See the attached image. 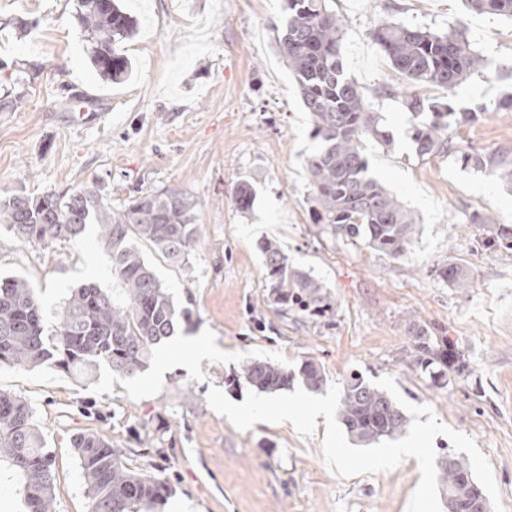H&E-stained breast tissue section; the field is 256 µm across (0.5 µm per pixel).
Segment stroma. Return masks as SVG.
I'll return each mask as SVG.
<instances>
[{
  "mask_svg": "<svg viewBox=\"0 0 512 512\" xmlns=\"http://www.w3.org/2000/svg\"><path fill=\"white\" fill-rule=\"evenodd\" d=\"M77 0H0V194L97 186L113 211L140 190H175L198 203L199 244L173 264L140 249L175 302L192 313L133 378L101 367L91 380L48 367L0 366V390L32 407L53 458L54 512H89L73 438L106 436L134 470L168 480L158 512H407L420 480L408 458L392 469L340 477L322 455L325 424L310 436L259 422L240 431L207 402L211 387L243 402L249 360L298 371L318 364L326 384L349 374L392 378L411 404L470 437L489 459L504 512H512V251L487 253L477 224L512 226V191L463 167L458 152L512 160V20L468 11L463 0H334L347 75L363 87L394 137L364 142L371 174L415 217L409 253L392 257L314 223L303 167L313 124L277 47L282 0H122L137 21L120 82L91 68L73 15ZM384 19L437 33L465 27L485 69L454 94L488 110L457 129L453 148L419 157L406 80L372 38ZM249 182V210L236 203ZM276 239L294 267L322 282L320 316L282 311L265 288L260 246ZM465 265L470 287L438 276ZM39 291L55 321L73 288L95 284L124 298L97 225L76 241L19 242L0 220V277ZM447 337L469 363L439 380L411 357L413 328Z\"/></svg>",
  "mask_w": 512,
  "mask_h": 512,
  "instance_id": "35a3bbf8",
  "label": "stroma"
}]
</instances>
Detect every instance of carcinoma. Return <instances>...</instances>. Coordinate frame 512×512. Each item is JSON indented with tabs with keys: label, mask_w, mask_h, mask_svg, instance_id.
<instances>
[{
	"label": "carcinoma",
	"mask_w": 512,
	"mask_h": 512,
	"mask_svg": "<svg viewBox=\"0 0 512 512\" xmlns=\"http://www.w3.org/2000/svg\"><path fill=\"white\" fill-rule=\"evenodd\" d=\"M285 2L286 15L277 28L279 48L304 110L311 115L312 134L321 140V146L304 158L316 203L315 223L372 250L404 256L415 238L416 221L370 173L363 140L373 138L388 149L394 138L371 111L362 88L345 74L342 21L330 0ZM463 2L470 11L512 19V0ZM76 18L86 37L90 66L106 80L126 78L131 63L121 46L133 36L135 20L118 0H78ZM373 39L391 67L408 81L402 98L418 119L412 140L419 156L447 150L454 129L486 111L479 104L457 109L451 99L453 91L483 66L464 30L457 27L438 34L384 19L375 27ZM416 86L439 87L448 96L423 98L412 91ZM458 160L512 190V161L489 153H464ZM235 198L239 208L247 210L255 193L243 182ZM197 206L183 193L139 191L116 213L94 185L36 197L20 192L0 196V216L22 243L77 240L87 225H98L111 253L112 274L126 294L120 303L95 285H82L71 292L55 326L49 327L35 289L20 278H0V364L48 366L75 375L91 374L102 365L126 376L143 371L154 348L171 337L179 323H191V312L174 303L138 244H148L173 263L185 261L201 236ZM477 230L484 251H512L511 227L479 224ZM261 252L265 287L284 311L321 315L329 308L324 285L290 265L277 242L264 241ZM439 276L453 287L464 288L469 280L458 262L444 265ZM414 363L431 378L443 376L451 365L460 375L469 369L448 339L435 343L421 331L415 334ZM297 375L312 392L324 384L321 369L311 360L301 364ZM242 377L255 389L274 393L288 388L294 374L278 364L253 360L243 366ZM338 415L352 442L360 446L395 439L409 423L387 391L358 374L343 384ZM73 448L89 490L90 512H154L170 494L167 481L131 470L120 451L95 433L76 435ZM0 457L18 477L27 512H53L52 458L45 437L33 422L29 404L5 392H0ZM436 466L448 512H470L484 493L468 462L444 453Z\"/></svg>",
	"instance_id": "obj_1"
}]
</instances>
